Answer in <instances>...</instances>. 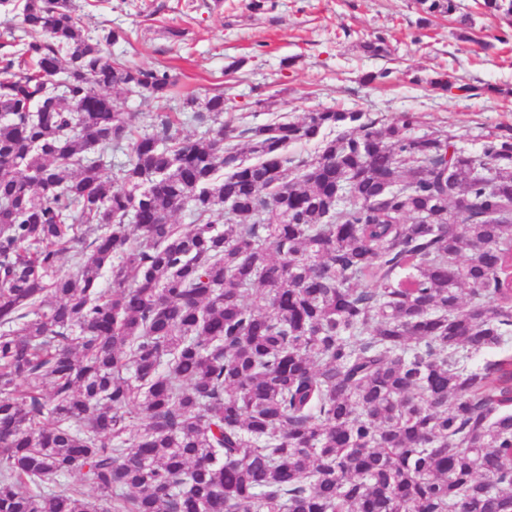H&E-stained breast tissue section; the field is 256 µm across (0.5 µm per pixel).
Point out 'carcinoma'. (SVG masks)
Returning a JSON list of instances; mask_svg holds the SVG:
<instances>
[{
    "label": "carcinoma",
    "instance_id": "obj_1",
    "mask_svg": "<svg viewBox=\"0 0 512 512\" xmlns=\"http://www.w3.org/2000/svg\"><path fill=\"white\" fill-rule=\"evenodd\" d=\"M17 8L0 512H512V356L468 364L512 337V133L470 151L414 112L331 108L240 126L222 92L139 132L110 92L165 103L178 74L113 57L127 34L86 29L70 0ZM416 8L421 29L459 12ZM188 120L203 135L172 136Z\"/></svg>",
    "mask_w": 512,
    "mask_h": 512
}]
</instances>
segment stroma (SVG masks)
Returning <instances> with one entry per match:
<instances>
[{
    "label": "stroma",
    "mask_w": 512,
    "mask_h": 512,
    "mask_svg": "<svg viewBox=\"0 0 512 512\" xmlns=\"http://www.w3.org/2000/svg\"><path fill=\"white\" fill-rule=\"evenodd\" d=\"M75 0L89 29L115 28L127 41L112 47L129 65L174 67L178 96L167 105L143 96L112 94L133 125L152 132L161 109L178 112L186 94L223 92L226 115L263 124L281 115L302 120L334 108L364 112L383 122L411 111L420 128L445 129L457 145L479 150L487 134L512 129V42H497L512 19L484 0H459L472 20L460 40L453 20L418 32L414 0ZM390 54L368 56L362 48L376 34ZM390 69L373 83L364 77ZM479 87L475 96L431 91L415 84L443 72Z\"/></svg>",
    "instance_id": "1"
}]
</instances>
